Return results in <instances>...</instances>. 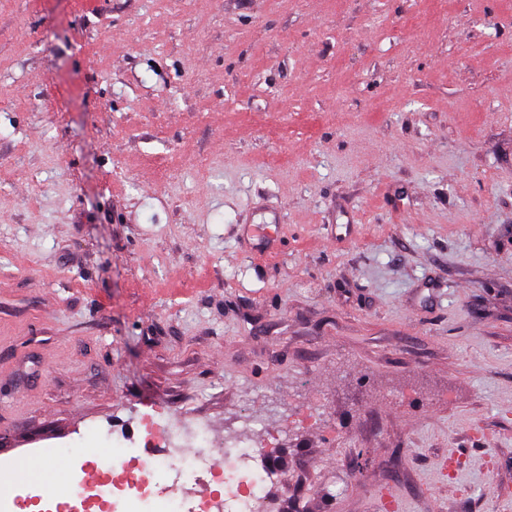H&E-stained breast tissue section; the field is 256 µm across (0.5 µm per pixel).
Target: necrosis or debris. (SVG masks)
<instances>
[{"mask_svg":"<svg viewBox=\"0 0 512 512\" xmlns=\"http://www.w3.org/2000/svg\"><path fill=\"white\" fill-rule=\"evenodd\" d=\"M206 430L205 423L191 417L177 424L149 417L141 441H113L117 468L102 473L96 484L79 485L75 496L55 504L54 512H226L230 504L240 512H262V489L277 476L254 466L260 447L242 438L236 448H212ZM156 445L164 448V455L145 458L144 449ZM201 470L218 489L198 499L193 484ZM170 472L177 490L164 495L157 478Z\"/></svg>","mask_w":512,"mask_h":512,"instance_id":"4bbe7bcc","label":"necrosis or debris"}]
</instances>
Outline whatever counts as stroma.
<instances>
[{"mask_svg": "<svg viewBox=\"0 0 512 512\" xmlns=\"http://www.w3.org/2000/svg\"><path fill=\"white\" fill-rule=\"evenodd\" d=\"M187 412L512 512V0H0V462Z\"/></svg>", "mask_w": 512, "mask_h": 512, "instance_id": "obj_1", "label": "stroma"}]
</instances>
